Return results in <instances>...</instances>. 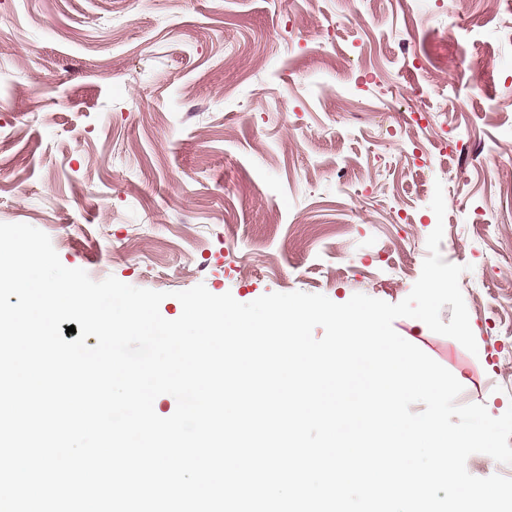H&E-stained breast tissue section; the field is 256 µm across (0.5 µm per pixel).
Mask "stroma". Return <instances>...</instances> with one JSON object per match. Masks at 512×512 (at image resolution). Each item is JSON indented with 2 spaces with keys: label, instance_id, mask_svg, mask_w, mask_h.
<instances>
[{
  "label": "stroma",
  "instance_id": "stroma-1",
  "mask_svg": "<svg viewBox=\"0 0 512 512\" xmlns=\"http://www.w3.org/2000/svg\"><path fill=\"white\" fill-rule=\"evenodd\" d=\"M0 222L168 320L199 284L399 303L443 225L478 351L393 327L501 416L512 0H0Z\"/></svg>",
  "mask_w": 512,
  "mask_h": 512
}]
</instances>
